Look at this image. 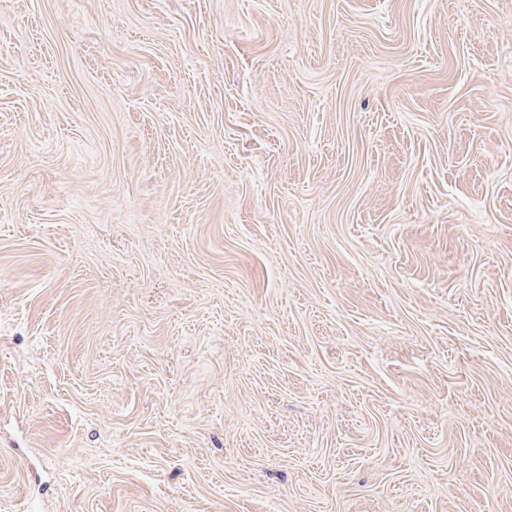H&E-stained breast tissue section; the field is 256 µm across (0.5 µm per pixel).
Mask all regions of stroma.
Wrapping results in <instances>:
<instances>
[{
	"mask_svg": "<svg viewBox=\"0 0 512 512\" xmlns=\"http://www.w3.org/2000/svg\"><path fill=\"white\" fill-rule=\"evenodd\" d=\"M0 512H512V0H0Z\"/></svg>",
	"mask_w": 512,
	"mask_h": 512,
	"instance_id": "35a3bbf8",
	"label": "stroma"
}]
</instances>
